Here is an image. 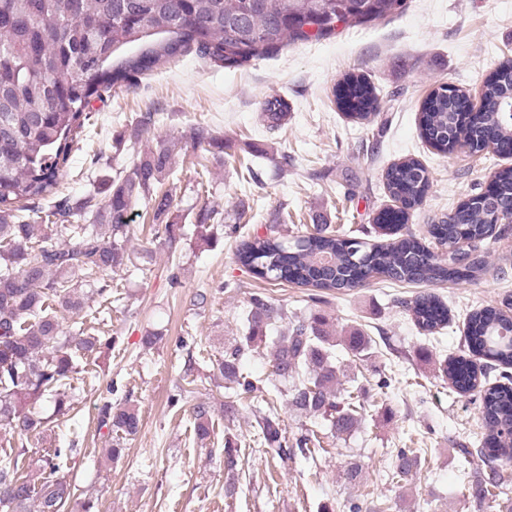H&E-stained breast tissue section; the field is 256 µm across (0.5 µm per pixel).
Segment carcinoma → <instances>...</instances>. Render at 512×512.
Returning <instances> with one entry per match:
<instances>
[{"label": "carcinoma", "instance_id": "obj_1", "mask_svg": "<svg viewBox=\"0 0 512 512\" xmlns=\"http://www.w3.org/2000/svg\"><path fill=\"white\" fill-rule=\"evenodd\" d=\"M397 11L396 0H0V512H67L71 501L68 460L71 449L51 441L52 424L72 410V382L85 371L80 360L99 358L112 350V337L88 334L78 326L65 331L62 320L71 314L86 319L92 295L104 301L113 289L101 282L104 274L131 263L130 224L135 206L151 204L150 231L164 239L170 252L181 241V224L171 212L172 189L165 188L172 171L168 139L142 149V131L154 113L142 114L119 134L129 143L131 164L103 180L102 200L89 194L74 198L62 191L70 171L75 139L90 125L92 98L112 95L116 86H134L137 78L191 50L200 56L237 67L275 53L285 45L319 40L335 33L334 24L365 25ZM315 21L317 33L305 26ZM151 42L138 54L112 62L123 46ZM334 95L352 116L371 122L381 101L376 88L349 74ZM482 112L489 125L459 121L458 90L434 92L422 106L424 139L441 153L448 141L462 139L478 153L490 141L512 142V60L499 66L485 83ZM288 103L272 97L265 103L267 121L279 125ZM193 150L224 153V138L205 123L190 127ZM385 184L403 207L420 202L430 187L427 169L407 158L387 168ZM512 212V176L499 180L495 195L473 198L432 225L436 248L450 250L468 234L486 239L496 235V217ZM223 214L202 208L196 214L200 241H217ZM282 211L266 237L244 240L236 256L255 277L322 290L363 288L372 278L391 283L436 285L461 278H478L484 260L441 257L411 234L387 245H374L351 231L319 224L314 231L288 237ZM98 284L86 292L84 286ZM419 327L429 333L442 326L448 310L431 291L405 303ZM280 308L259 295L250 299L242 336L224 351L216 367L228 387L224 412L236 411L249 397L259 411L258 442L279 457L294 454L280 416L263 379L243 371V360L267 342V330L280 327L272 338L271 376L279 393L294 410L328 422L340 437L356 427L364 404L350 391L338 399L336 385L342 365L336 358L332 326L320 315L297 318L284 325ZM347 354L367 355L370 341L353 330L341 337ZM468 344L496 366L512 367V320L498 306L488 305L468 316ZM441 372L461 392L480 386L484 372L466 358L444 360ZM498 382L480 395V412L494 443L491 464L466 488L482 501L501 498L500 512H512L506 488L512 483L500 462H512V382ZM53 412L44 414L45 404ZM100 425L109 432L132 436L140 428L133 407L106 400L98 407ZM196 438L211 440L209 407L193 411ZM41 445L40 482L25 474L28 444ZM421 449L401 448L387 470L400 481L412 475ZM238 444L224 442V468L237 469Z\"/></svg>", "mask_w": 512, "mask_h": 512}]
</instances>
